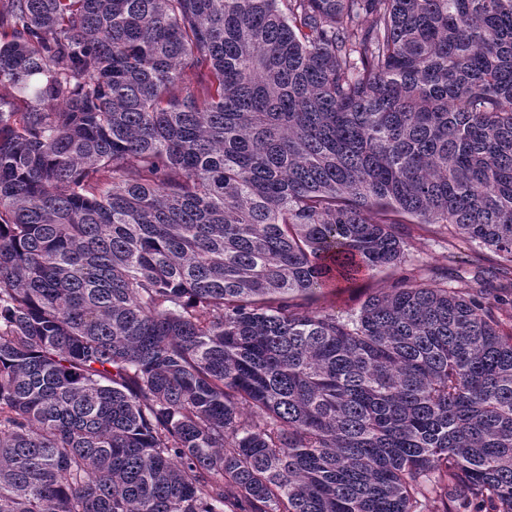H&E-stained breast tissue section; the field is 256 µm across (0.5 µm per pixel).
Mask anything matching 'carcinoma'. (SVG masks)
<instances>
[{
  "label": "carcinoma",
  "mask_w": 512,
  "mask_h": 512,
  "mask_svg": "<svg viewBox=\"0 0 512 512\" xmlns=\"http://www.w3.org/2000/svg\"><path fill=\"white\" fill-rule=\"evenodd\" d=\"M509 276L512 0H0V512H512ZM407 225L411 234L404 266L382 269L348 286L340 284L336 288L324 289L316 294L312 308L335 311L337 315L345 316L357 312L370 294L406 272H415L425 280L430 279L433 272L443 273L448 275V286H457L461 279L472 281L480 268H488L498 259L493 251L457 237L451 240L453 247H450L455 253V262L449 263L448 237L440 234L436 225L427 227V230L419 229L417 224Z\"/></svg>",
  "instance_id": "carcinoma-1"
}]
</instances>
